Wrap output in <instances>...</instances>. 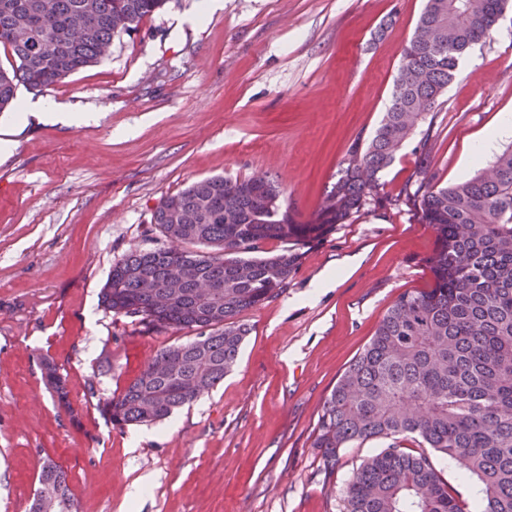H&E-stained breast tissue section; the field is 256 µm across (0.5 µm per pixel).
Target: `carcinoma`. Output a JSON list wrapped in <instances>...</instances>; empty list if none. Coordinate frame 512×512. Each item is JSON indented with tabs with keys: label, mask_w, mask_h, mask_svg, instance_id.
Masks as SVG:
<instances>
[{
	"label": "carcinoma",
	"mask_w": 512,
	"mask_h": 512,
	"mask_svg": "<svg viewBox=\"0 0 512 512\" xmlns=\"http://www.w3.org/2000/svg\"><path fill=\"white\" fill-rule=\"evenodd\" d=\"M509 0H426L405 46L391 104L367 139L350 146L315 223L296 224L267 176L203 179L165 196L153 223L171 242L133 249L113 266L106 309L156 332L194 338L159 350L101 412L117 426L161 421L224 380L250 327L247 310L277 297L298 253L260 255L270 240L305 244L355 219L379 195V174L403 142L437 111L462 56L490 36ZM166 0H0V45L15 64L0 67V112L18 86L43 91L97 62L104 47ZM405 200L434 228L428 291H406L324 401L313 447L333 476L341 452L384 440L353 469L344 512H471L436 462L476 480L482 512H512V145L473 176L441 185L427 142ZM180 363L175 376L161 359ZM44 378L72 412L54 365ZM412 438L417 448L402 446ZM35 496L57 497L79 512L68 471L43 461Z\"/></svg>",
	"instance_id": "1"
}]
</instances>
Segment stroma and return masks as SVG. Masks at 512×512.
Here are the masks:
<instances>
[{
    "label": "stroma",
    "mask_w": 512,
    "mask_h": 512,
    "mask_svg": "<svg viewBox=\"0 0 512 512\" xmlns=\"http://www.w3.org/2000/svg\"><path fill=\"white\" fill-rule=\"evenodd\" d=\"M168 0L109 53L42 98L98 112L74 127L0 112V512H30L45 458L80 512H344L342 489L381 444L346 449L326 477L323 403L405 291L433 286L437 241L397 197L428 139L441 183L512 144L475 142L512 113V7L464 56L431 123L380 175L379 199L301 246L282 293L244 314L237 365L151 425L113 426L102 402L188 331L149 332L105 309L115 262L169 241L160 201L213 175H266L313 222L357 136L386 112L425 0ZM52 360L70 410L42 371Z\"/></svg>",
    "instance_id": "obj_1"
}]
</instances>
